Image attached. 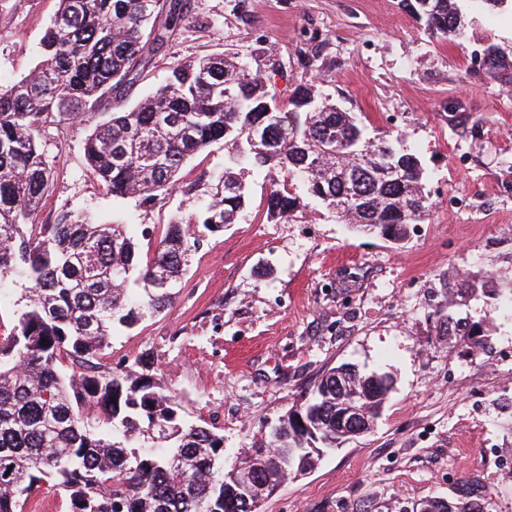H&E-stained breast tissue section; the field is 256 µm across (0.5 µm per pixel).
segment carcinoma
<instances>
[{"instance_id":"cac0c4a2","label":"carcinoma","mask_w":512,"mask_h":512,"mask_svg":"<svg viewBox=\"0 0 512 512\" xmlns=\"http://www.w3.org/2000/svg\"><path fill=\"white\" fill-rule=\"evenodd\" d=\"M400 3L435 36L463 34L458 0ZM188 13V0H59L41 61L0 82V286L28 292L17 324L0 337V512H23L49 480L64 491L65 512H252L243 499L249 481L271 494L351 437L336 424L344 406H358L367 429L379 415L386 376L349 369L338 387L343 367H335L227 470L224 435L185 420L153 363L107 373L89 366L113 337L173 305L196 248L190 225L237 223L249 168L268 177L271 221L302 207L294 180L338 221L395 242L432 210L421 161L401 136H369L313 81L296 84L285 103L269 76L212 54L170 66L163 84L97 122L83 150L112 196L147 204L177 188L186 160L220 144V195L193 218L172 216L146 259L129 224L76 210L35 223L52 177L43 126L128 95ZM474 290L471 282L453 288L440 315L448 335L478 353L488 341L482 322L463 330L453 317ZM90 403L101 413L85 412ZM442 512L484 510L466 493Z\"/></svg>"}]
</instances>
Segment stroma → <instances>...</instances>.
I'll use <instances>...</instances> for the list:
<instances>
[{"mask_svg": "<svg viewBox=\"0 0 512 512\" xmlns=\"http://www.w3.org/2000/svg\"><path fill=\"white\" fill-rule=\"evenodd\" d=\"M179 26L132 97L169 66L213 53L275 72L288 97L316 79L370 135L395 127L424 168L433 209L395 244L337 223L309 202L270 223L264 173H245L250 201L237 223L199 242L185 286L166 311L112 340L113 363L150 355L160 384L191 421L224 436L234 465L327 370L348 365L392 380L373 429L289 476L261 512H419L461 489L489 512H512V9L464 0L463 38L425 30L399 0H189ZM58 0H0V79L27 75ZM495 48L502 65L472 68ZM86 119L46 125L52 171L37 223L83 209L137 224L152 253L171 215L195 213L220 186L224 151L186 161L179 186L150 204L113 197L88 167ZM487 283L457 311L492 312L490 340L472 354L443 335L448 286Z\"/></svg>", "mask_w": 512, "mask_h": 512, "instance_id": "1", "label": "stroma"}]
</instances>
